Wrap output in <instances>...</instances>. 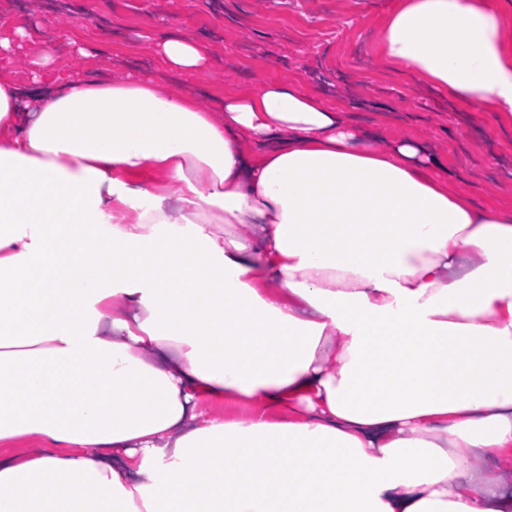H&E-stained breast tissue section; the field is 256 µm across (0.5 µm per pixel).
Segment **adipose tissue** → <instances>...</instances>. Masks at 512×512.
<instances>
[{
    "mask_svg": "<svg viewBox=\"0 0 512 512\" xmlns=\"http://www.w3.org/2000/svg\"><path fill=\"white\" fill-rule=\"evenodd\" d=\"M375 46L512 127V0ZM376 141L298 83L0 77V512H512V210Z\"/></svg>",
    "mask_w": 512,
    "mask_h": 512,
    "instance_id": "adipose-tissue-1",
    "label": "adipose tissue"
}]
</instances>
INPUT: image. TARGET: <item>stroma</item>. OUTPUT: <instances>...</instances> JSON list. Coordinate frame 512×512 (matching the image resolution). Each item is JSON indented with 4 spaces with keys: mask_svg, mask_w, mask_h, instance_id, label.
Instances as JSON below:
<instances>
[{
    "mask_svg": "<svg viewBox=\"0 0 512 512\" xmlns=\"http://www.w3.org/2000/svg\"><path fill=\"white\" fill-rule=\"evenodd\" d=\"M393 0H0V70L23 86L159 77L164 92L225 95L267 81L297 82L345 108L350 122L424 142L451 171L449 186L477 204L512 208V128L414 82L380 59L379 27ZM23 39H15L16 29ZM199 41L203 70L160 77L158 45ZM52 56L42 66L43 56Z\"/></svg>",
    "mask_w": 512,
    "mask_h": 512,
    "instance_id": "obj_1",
    "label": "stroma"
}]
</instances>
